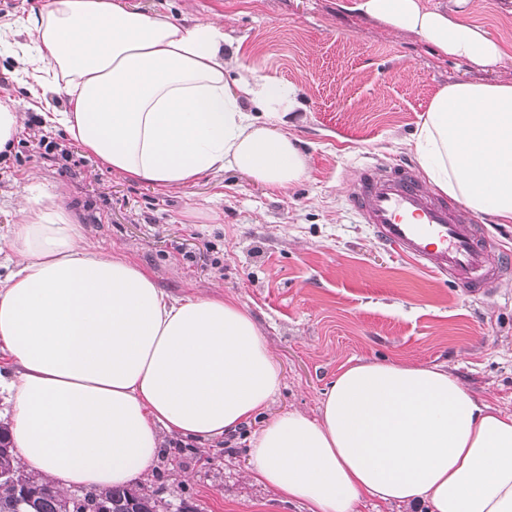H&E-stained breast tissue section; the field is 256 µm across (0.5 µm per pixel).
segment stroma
<instances>
[{"label": "stroma", "instance_id": "stroma-1", "mask_svg": "<svg viewBox=\"0 0 512 512\" xmlns=\"http://www.w3.org/2000/svg\"><path fill=\"white\" fill-rule=\"evenodd\" d=\"M150 16L223 29L224 57L292 85L299 103L284 130L308 175L272 189L242 171L210 172L169 190L109 170L76 148L70 171L27 144L0 158V275L23 201L75 211L98 249L142 267L176 298L227 295L254 317L280 364L282 386L239 432L176 447L164 437L143 485L163 512H303L249 476L248 442L278 416L315 418L340 369L356 362L439 366L482 403L512 414V277L469 298L357 223L346 191L354 170L414 160L409 143L434 95L465 80L512 83V0H422L479 26L502 58L481 67L420 35L349 10L350 0H123ZM0 44V100L23 121L46 106L28 96ZM219 270H212V262Z\"/></svg>", "mask_w": 512, "mask_h": 512}]
</instances>
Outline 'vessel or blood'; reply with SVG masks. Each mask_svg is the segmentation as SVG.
I'll list each match as a JSON object with an SVG mask.
<instances>
[{
    "label": "vessel or blood",
    "instance_id": "obj_1",
    "mask_svg": "<svg viewBox=\"0 0 512 512\" xmlns=\"http://www.w3.org/2000/svg\"><path fill=\"white\" fill-rule=\"evenodd\" d=\"M348 201L359 223L400 257L465 293L512 276V257L455 201L427 191L415 165L371 162L354 174Z\"/></svg>",
    "mask_w": 512,
    "mask_h": 512
}]
</instances>
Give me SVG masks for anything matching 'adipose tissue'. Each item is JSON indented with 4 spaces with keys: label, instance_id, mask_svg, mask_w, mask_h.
<instances>
[{
    "label": "adipose tissue",
    "instance_id": "ef3b65f1",
    "mask_svg": "<svg viewBox=\"0 0 512 512\" xmlns=\"http://www.w3.org/2000/svg\"><path fill=\"white\" fill-rule=\"evenodd\" d=\"M352 10L489 66L501 49L478 26L420 0H353ZM15 63L27 92L65 96L44 119L110 170L161 189L236 167L273 189L300 183L306 157L284 132L295 91L244 68L226 75L224 32L56 0L20 19ZM430 181L469 211L512 222V84L462 81L431 100L412 142ZM0 280V373L15 400L20 465L60 490L132 484L163 433L211 440L259 415L280 366L234 298L170 297L125 257L97 250L70 210L26 205ZM251 478L308 512L366 500L420 512H512V414L478 402L437 366L345 367L321 415L280 416L249 441Z\"/></svg>",
    "mask_w": 512,
    "mask_h": 512
}]
</instances>
